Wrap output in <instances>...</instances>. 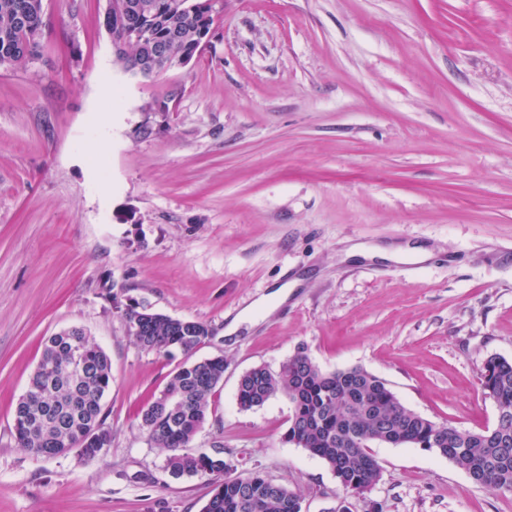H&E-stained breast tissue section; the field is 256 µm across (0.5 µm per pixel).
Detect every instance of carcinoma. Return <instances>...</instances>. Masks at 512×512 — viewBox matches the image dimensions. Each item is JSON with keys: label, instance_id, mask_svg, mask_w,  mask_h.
<instances>
[{"label": "carcinoma", "instance_id": "cac0c4a2", "mask_svg": "<svg viewBox=\"0 0 512 512\" xmlns=\"http://www.w3.org/2000/svg\"><path fill=\"white\" fill-rule=\"evenodd\" d=\"M104 27L118 45L125 66L135 68L149 57L148 43L168 41L175 33L179 52L211 30V0H148L163 8L143 18L125 10L142 0H113ZM42 0H0V66H26L41 54L42 39L20 22L42 26ZM147 26L145 40L128 37ZM130 334L144 350L170 356L192 353L210 336L207 324L163 313L125 312ZM224 378V358L184 363L140 412V429L150 444L166 452L164 468L174 477L213 476L227 469L220 452L193 454L190 443L207 418L209 397ZM112 384L109 356L81 328H70L45 343L42 358L14 410V437L19 447L52 457L75 450L87 461L98 459L112 442L103 412ZM483 395L495 404L493 426L463 431L437 423L405 407L387 383L361 367L322 371L299 350L277 371L256 366L240 377L237 403L242 410L260 407L284 394L293 401L285 438L320 458L343 491L363 495L379 482L381 469L364 439L386 443L411 439L465 471L476 484L512 491V360L493 355L481 370ZM202 512H302V498L257 472L215 484Z\"/></svg>", "mask_w": 512, "mask_h": 512}]
</instances>
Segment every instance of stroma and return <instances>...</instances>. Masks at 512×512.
<instances>
[{
	"mask_svg": "<svg viewBox=\"0 0 512 512\" xmlns=\"http://www.w3.org/2000/svg\"><path fill=\"white\" fill-rule=\"evenodd\" d=\"M105 4L44 0L40 58L0 68V512H201L214 477H172L136 419L184 356L138 347L131 305L210 327L193 357H223L224 380L190 448L222 452L228 477L261 473L303 512H512V492L407 445L372 446L379 482L344 493L285 439V396L236 403L245 371L301 349L435 422L494 423L480 374L512 359V0H222L208 46L143 84L112 65ZM71 327L112 363L94 461L13 434L45 340Z\"/></svg>",
	"mask_w": 512,
	"mask_h": 512,
	"instance_id": "1",
	"label": "stroma"
}]
</instances>
